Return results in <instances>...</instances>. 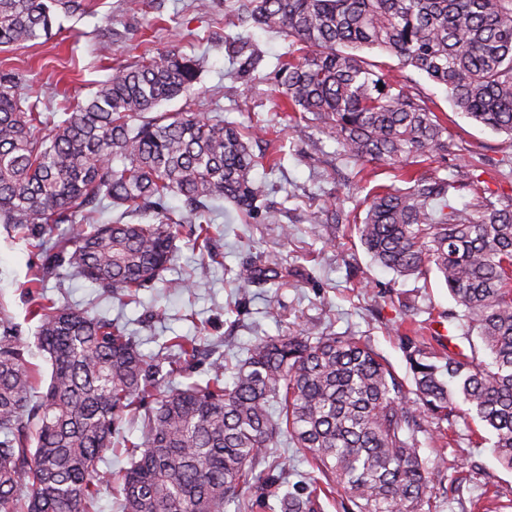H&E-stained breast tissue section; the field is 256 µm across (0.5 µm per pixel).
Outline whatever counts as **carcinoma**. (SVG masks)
<instances>
[{
  "label": "carcinoma",
  "mask_w": 512,
  "mask_h": 512,
  "mask_svg": "<svg viewBox=\"0 0 512 512\" xmlns=\"http://www.w3.org/2000/svg\"><path fill=\"white\" fill-rule=\"evenodd\" d=\"M81 10L83 0H0V46L40 39L57 12ZM229 14L237 28L288 41L275 83L284 118L311 113L346 155L400 169L408 187L370 193L365 217L345 222L375 264L400 277L436 271L461 307L448 325L477 337L489 360L473 344L442 354L438 331L416 341L404 318L395 331L407 336L409 390L360 339L301 330L252 345L229 383L216 362L205 383L181 387L170 381L200 353L197 338H173L178 358L165 370L112 320L36 301L27 319L51 367L39 400L30 350L0 336V512H97L104 485L119 492L123 512H224L231 503L247 512L252 497L279 512H320V499L340 491L348 512H433L447 461H422L414 434L420 420L446 421L460 402L512 471V202L479 196L455 207L469 184L416 169L448 154L454 120L410 76L394 80L359 55L377 48L397 58L401 70L444 86L455 113L512 136V0H235ZM203 68L175 48L117 66L47 135L19 78L1 74L0 224L48 253L49 269L134 301L169 269L184 221L166 210L151 224L101 222L102 209L137 213L169 197L198 209L257 208L266 186L251 173L278 157L255 156L254 133L188 111L153 114L190 91ZM212 235L207 221L191 227L204 251ZM286 272L251 264L239 277ZM125 412L141 415V435L124 443L130 467L105 474ZM282 438L313 468L304 487L274 475Z\"/></svg>",
  "instance_id": "1"
}]
</instances>
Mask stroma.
Listing matches in <instances>:
<instances>
[{
    "label": "stroma",
    "instance_id": "stroma-1",
    "mask_svg": "<svg viewBox=\"0 0 512 512\" xmlns=\"http://www.w3.org/2000/svg\"><path fill=\"white\" fill-rule=\"evenodd\" d=\"M225 0H153L134 13L128 0H88L85 14L61 19L50 38L20 46L0 47V72L25 75L34 89L39 111L62 114L68 101L95 91L118 65L135 64L147 52L178 45L189 56H205L206 65L189 96L162 104L165 112H194L200 119L223 115L240 129L269 128L253 143L254 153L283 151L275 170L256 168L252 176L264 181L267 195L259 210L240 214L227 202L216 203L211 222L217 259L193 247L186 235L175 241V260L162 280L142 290L135 303L103 292L85 278L63 273L49 275L47 296L87 308L124 325L136 336L141 351L169 361L163 345L174 336H191L197 322L207 334L201 354L183 366L176 381L204 382L214 361L235 365L261 339L303 329L317 336H354L380 353L400 378H407L403 342L393 331L400 304L410 317L425 323L430 316L455 310L456 303L437 274L428 280L400 278L372 263L356 233L332 225L331 215L359 207L372 186L391 184L397 170L385 163L362 164L344 155L325 124L306 115L287 124L277 106L270 81L288 48L278 34L248 29L247 43L229 54L224 37ZM111 43L110 53L100 46ZM455 144L429 168L431 174L477 181L479 189L512 195V170L502 159L512 157V137L456 117ZM275 210L276 222L266 218ZM289 237H282V229ZM250 260L284 264V280L260 285L237 278ZM44 254L29 251L0 228V308L12 318L14 340L31 342L35 324L25 318L31 296L28 279L39 271ZM194 277L197 288L183 286ZM367 289H360V282ZM476 420L449 417L451 447L438 449L436 421L423 422L417 446L423 461L444 452L449 483L436 499V512H470V501L494 487L499 498L490 512H512V472L502 469L489 447L471 442Z\"/></svg>",
    "mask_w": 512,
    "mask_h": 512
}]
</instances>
